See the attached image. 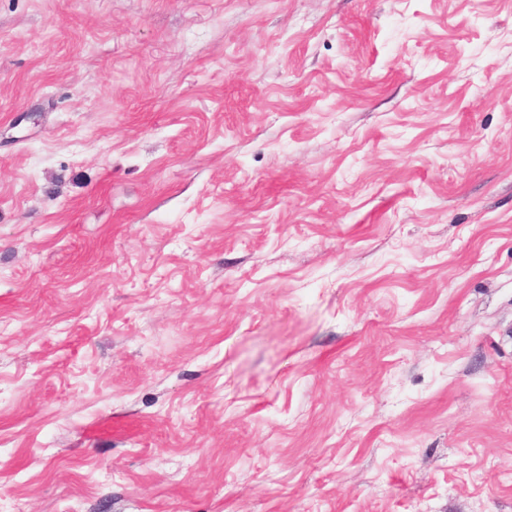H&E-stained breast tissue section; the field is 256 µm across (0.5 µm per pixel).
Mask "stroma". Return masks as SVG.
<instances>
[{
    "mask_svg": "<svg viewBox=\"0 0 512 512\" xmlns=\"http://www.w3.org/2000/svg\"><path fill=\"white\" fill-rule=\"evenodd\" d=\"M0 512H512V0H0Z\"/></svg>",
    "mask_w": 512,
    "mask_h": 512,
    "instance_id": "1",
    "label": "stroma"
}]
</instances>
